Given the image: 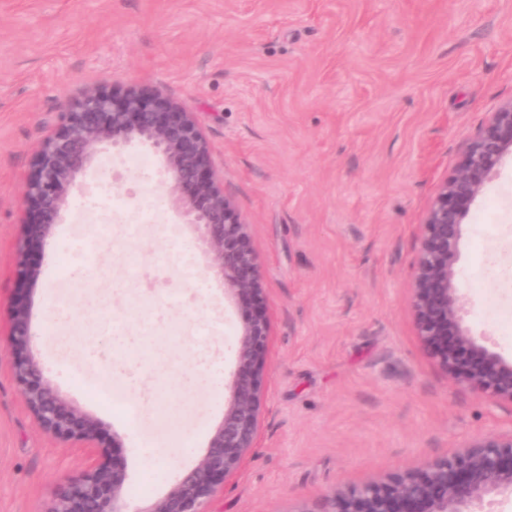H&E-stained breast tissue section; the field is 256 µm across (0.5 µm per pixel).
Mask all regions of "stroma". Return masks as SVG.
<instances>
[{
    "label": "stroma",
    "mask_w": 512,
    "mask_h": 512,
    "mask_svg": "<svg viewBox=\"0 0 512 512\" xmlns=\"http://www.w3.org/2000/svg\"><path fill=\"white\" fill-rule=\"evenodd\" d=\"M129 86L193 113L271 322L256 445L211 512H301L512 431V404L439 366L412 302L426 213L512 100V0H0V512H46L87 463L12 377L17 295L45 377L121 442L130 506L194 467L224 417L241 318L160 162L130 166L148 146L103 153L39 278L16 275L35 151L84 91ZM456 271L476 303L465 326L512 358L510 158L462 226Z\"/></svg>",
    "instance_id": "1"
}]
</instances>
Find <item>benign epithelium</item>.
I'll list each match as a JSON object with an SVG mask.
<instances>
[{
	"label": "benign epithelium",
	"mask_w": 512,
	"mask_h": 512,
	"mask_svg": "<svg viewBox=\"0 0 512 512\" xmlns=\"http://www.w3.org/2000/svg\"><path fill=\"white\" fill-rule=\"evenodd\" d=\"M148 145L161 158L169 192L184 223L202 230L210 267L224 296L242 315L234 371L224 389V418L198 464L162 497L133 511L126 500V465L117 440L67 403L44 378L26 306H11L8 347L13 378L41 430L85 450L88 465L60 484L47 512H208L224 483L254 447L262 402L261 379L270 325L259 308L261 282L248 225L211 173L210 148L193 113L169 98L129 87L120 93L88 91L35 154L25 182L29 219L22 224L17 275L35 281L31 255L50 242L55 220L77 178L105 151ZM512 157V101L491 113L473 136L456 170L427 212L415 270L413 307L419 336L438 364L473 391L512 404V361L463 326L467 301L456 279L462 224L486 185ZM512 494V432L478 435L468 446L425 466L349 491L336 490L312 512H474Z\"/></svg>",
	"instance_id": "benign-epithelium-1"
}]
</instances>
